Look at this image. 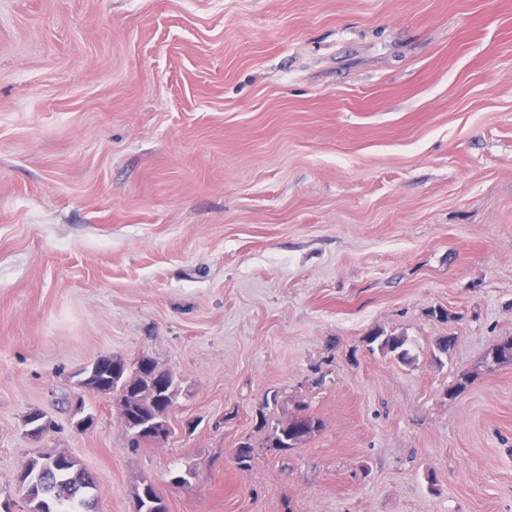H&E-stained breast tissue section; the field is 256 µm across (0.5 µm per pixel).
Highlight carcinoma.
<instances>
[{"label":"carcinoma","mask_w":512,"mask_h":512,"mask_svg":"<svg viewBox=\"0 0 512 512\" xmlns=\"http://www.w3.org/2000/svg\"><path fill=\"white\" fill-rule=\"evenodd\" d=\"M368 347H380L398 359L406 358V339L402 336H384L374 333L365 337ZM495 363L512 362V339L496 343L488 352ZM79 386L96 395L110 394L120 407L121 424L130 446L140 448L154 443L146 428L168 417L179 392L174 373L158 367L146 356L129 361L120 355H105L83 368ZM319 422L308 414H298L286 422L271 426L267 447L287 451L298 445L315 429ZM242 470L251 467L253 447L240 443L234 454ZM31 512H92L97 481L79 461L66 453H43L31 458L18 476ZM132 499L138 503V512H167L163 498L153 483L138 484Z\"/></svg>","instance_id":"carcinoma-1"}]
</instances>
